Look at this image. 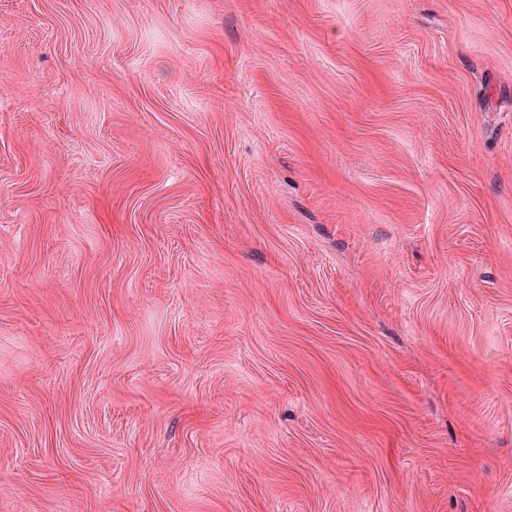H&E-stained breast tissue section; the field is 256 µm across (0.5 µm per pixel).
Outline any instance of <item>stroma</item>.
I'll list each match as a JSON object with an SVG mask.
<instances>
[{"mask_svg": "<svg viewBox=\"0 0 512 512\" xmlns=\"http://www.w3.org/2000/svg\"><path fill=\"white\" fill-rule=\"evenodd\" d=\"M0 512H512V0H0Z\"/></svg>", "mask_w": 512, "mask_h": 512, "instance_id": "35a3bbf8", "label": "stroma"}]
</instances>
